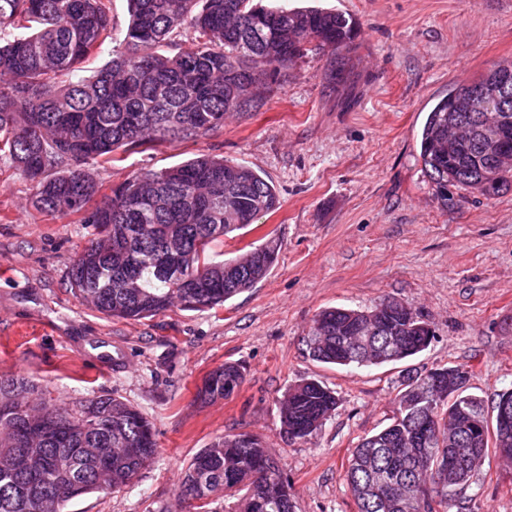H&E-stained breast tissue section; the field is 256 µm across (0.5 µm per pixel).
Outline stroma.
<instances>
[{
  "mask_svg": "<svg viewBox=\"0 0 512 512\" xmlns=\"http://www.w3.org/2000/svg\"><path fill=\"white\" fill-rule=\"evenodd\" d=\"M340 9L359 23L340 82L325 56L289 65L259 107L188 142L123 154L96 167L103 189L200 154L247 165L281 205L224 255L276 238V266L219 310L177 308L142 321L106 317L71 293L68 273L90 240L76 216H39L33 183L0 153V378L29 377L71 403L108 391L154 424L159 452L126 488L72 500L67 512H190L178 495L192 456L216 437L250 433L279 462L294 512H355L343 470L359 441L396 411L404 377L436 367L472 371L470 392L492 403L512 387V189L487 199L452 187L437 197L419 159L438 99L497 64L512 63V0H263ZM396 298L435 337L411 360L348 369L312 360L304 343L327 307L366 309ZM245 368L234 393L196 399L224 362ZM315 378L339 407L316 435L288 442L279 402ZM465 512H512V465L489 456Z\"/></svg>",
  "mask_w": 512,
  "mask_h": 512,
  "instance_id": "1",
  "label": "stroma"
}]
</instances>
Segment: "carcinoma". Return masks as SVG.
I'll return each instance as SVG.
<instances>
[{
  "label": "carcinoma",
  "instance_id": "cac0c4a2",
  "mask_svg": "<svg viewBox=\"0 0 512 512\" xmlns=\"http://www.w3.org/2000/svg\"><path fill=\"white\" fill-rule=\"evenodd\" d=\"M110 0H0V152L35 184L40 215L73 214L93 225L76 255L72 295L111 317L139 321L178 307L218 309L264 280L278 261L272 237L238 257L214 260L212 247L280 207L274 185L252 168L215 156L137 174L99 193L94 164L116 152L195 140L224 126V116L252 104L234 90L282 70L311 51L331 54L329 78H342L341 52L355 39L350 15L315 7L269 8L254 0H128L131 21L106 64L75 81L65 77L93 63L114 41ZM195 33L182 47V34ZM449 97L437 101L421 131L424 174L441 200L452 185L486 198L512 187V172L493 179L464 149L441 155ZM179 262V276L162 268ZM321 311L306 346L323 364L363 368L397 364L428 348V322L411 307ZM472 374L439 367L407 377L391 422L355 448L344 471L356 512H453L458 495L489 454L512 460L496 417L481 400L448 392ZM244 380L226 362L204 377L197 397L224 399ZM339 406L317 379L288 389L280 403L281 432L312 437ZM157 455L150 420L123 398L104 393L64 404L22 377L0 379V512H65L75 498L129 486ZM268 451L255 435L219 437L196 452L179 493L194 512H293L282 473L265 472Z\"/></svg>",
  "mask_w": 512,
  "mask_h": 512
}]
</instances>
